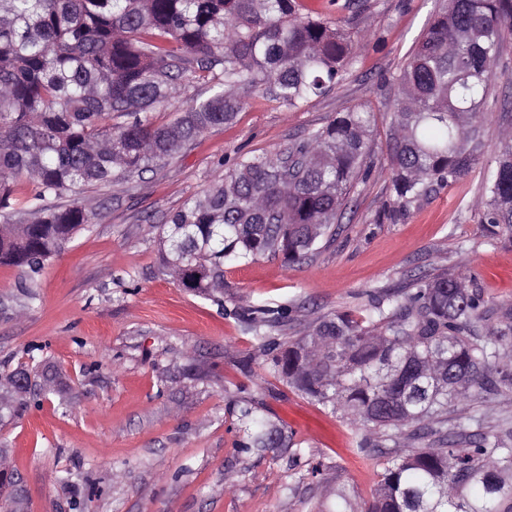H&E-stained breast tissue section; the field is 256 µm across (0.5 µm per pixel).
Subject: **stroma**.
<instances>
[{"instance_id":"stroma-1","label":"stroma","mask_w":512,"mask_h":512,"mask_svg":"<svg viewBox=\"0 0 512 512\" xmlns=\"http://www.w3.org/2000/svg\"><path fill=\"white\" fill-rule=\"evenodd\" d=\"M330 19H351L360 37L344 81L298 109L243 92L233 124L213 129L143 177L88 187L90 230L52 259L31 286L0 266V377L21 365L49 367V393L0 424V454L14 480L0 490L14 512H334L336 493L360 512L389 453L425 446L409 429L359 449L364 430L331 414L270 373L271 360L231 309L286 303L293 340L318 318L361 313L371 291L422 275L471 274L488 303L512 305V242L490 240L481 222L493 146L512 127V37L495 69L485 146L456 182L411 203L391 202L387 156L400 70L442 0H305ZM374 112L375 154L330 243L299 266L264 256L225 267L224 304L181 288L164 269L155 225L203 193L220 157L284 149L336 113ZM251 400L294 434V445L244 452L237 421ZM471 431L512 428V393L473 392Z\"/></svg>"}]
</instances>
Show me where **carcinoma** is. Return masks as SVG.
Returning <instances> with one entry per match:
<instances>
[{
  "label": "carcinoma",
  "instance_id": "1",
  "mask_svg": "<svg viewBox=\"0 0 512 512\" xmlns=\"http://www.w3.org/2000/svg\"><path fill=\"white\" fill-rule=\"evenodd\" d=\"M512 0H447L400 71L389 146L392 204L407 207L465 175L483 147L485 107ZM355 58L349 22L298 0H0V212L22 180L32 220L0 224V265L32 280L94 216L47 198L141 175L243 108L240 88L289 110L333 90ZM195 64L212 94L170 123L148 113L171 105ZM220 72H215L217 66ZM373 113L338 112L283 150L239 151L202 195L159 225L162 260L179 284L224 307V265L278 256L292 267L333 236L345 202L370 173ZM482 222L512 240V131L486 181ZM286 305H251L247 317L270 371L352 423L414 434L458 412L466 430L471 391L512 390V308L489 307L465 276L415 279L370 294L369 313L331 314L283 342L266 328ZM496 325L481 330L482 323ZM240 447L287 448L283 431L251 403L238 407ZM386 463L363 512H512V430L468 435L458 448L441 429Z\"/></svg>",
  "mask_w": 512,
  "mask_h": 512
}]
</instances>
